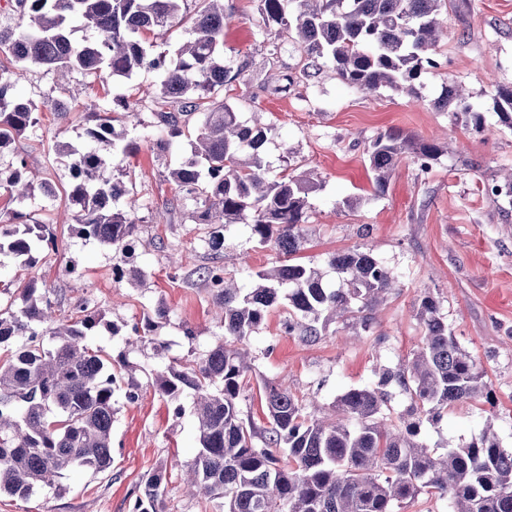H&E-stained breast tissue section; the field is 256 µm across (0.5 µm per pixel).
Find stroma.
<instances>
[{
  "instance_id": "obj_1",
  "label": "stroma",
  "mask_w": 512,
  "mask_h": 512,
  "mask_svg": "<svg viewBox=\"0 0 512 512\" xmlns=\"http://www.w3.org/2000/svg\"><path fill=\"white\" fill-rule=\"evenodd\" d=\"M448 37L437 51L438 68L423 74L420 97L389 88L374 95L347 86L331 76L286 85V69L300 65L297 52L278 60L266 58L265 26L259 0H224L231 17L224 36V62H248L247 85L234 86L228 101L242 119L267 128L262 156L273 172H306L319 183L304 229L309 242L303 262L325 266L329 254L365 247L399 277L400 288L377 312L375 336H356L340 323L330 324L321 340L306 343L284 334L286 305L271 310L251 342L254 379L287 377L291 392L326 407L352 387L368 385L376 368L396 366L420 341L415 317L423 293H432L460 345L487 372L494 403L476 402L450 409L435 426H425L428 445L454 446L493 423L503 448H512V204L493 201L487 187L512 169V127L494 110V88L512 85V0H441ZM462 83L470 102L482 112L483 130L467 126L462 117L434 107L448 81ZM158 75L140 70L110 80L107 90L70 98L52 88L39 73H25L19 87L39 100L52 94L40 123L0 155V171H9L16 157H25L30 173L50 172L56 185L68 186L67 159L57 144L82 150L95 146L86 131L107 115V97L153 95ZM142 124L131 129L139 152L135 158L138 199L133 260L148 271L145 280L116 279L110 250L76 232L77 213L63 194L36 195L0 207L49 224L55 240L35 267L0 254V280L36 281L48 288L62 315L75 313L85 301L103 313L102 322L86 343L103 350L123 381L139 386V399L128 403L116 392L112 423V466L103 473L71 472L57 486L38 489L21 499L0 494V512H131L133 493L149 471L165 469L164 512H224L219 498L187 496L183 478L198 450L193 395L184 393L181 417L153 384L154 373L201 361L224 339L213 313L208 288L183 274L208 263V228L194 223L193 201H184L171 223L156 224L152 216L175 193L165 180L177 166L188 142L166 156L154 150L149 124L154 117L142 109ZM396 131L418 141L440 138L445 150L429 172L402 160L384 195L372 193L366 150L378 134ZM352 207H344V200ZM226 275L240 287L252 285L250 274L275 265L280 255L259 245L245 224L224 227L221 253ZM168 312L153 335L167 345L156 356L152 344L128 346L126 339L144 313L156 307Z\"/></svg>"
}]
</instances>
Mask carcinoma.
Segmentation results:
<instances>
[{"label":"carcinoma","instance_id":"obj_1","mask_svg":"<svg viewBox=\"0 0 512 512\" xmlns=\"http://www.w3.org/2000/svg\"><path fill=\"white\" fill-rule=\"evenodd\" d=\"M441 0H259L269 37L267 54L276 58L286 40L304 55L303 78L323 68L364 93L383 87L419 97L421 77L438 66L435 54L447 35L439 15ZM79 20L100 39L79 45L70 23ZM188 24L194 39L174 55L154 52L146 36ZM224 0H14L0 22V150L38 124L40 105L18 90L17 71L38 70L54 85L77 73L105 84L141 69L159 75L153 144L171 149L186 133L190 156L169 171L177 194L168 211L184 198L196 204L192 218L207 224L211 262L195 270L212 294L224 327V342L197 364L155 373L158 392L175 404L192 391L199 448L189 467L187 492L224 499V512H396L426 492L449 500L451 512H512V450L501 447L490 427L456 447L440 451L420 441L425 425H437L448 410L492 400L486 372L453 336L439 300L426 292L416 318L422 330L411 359L375 372L367 386L336 398L332 412L309 410L280 382L262 379L257 389L266 425L243 416L241 396L254 370L249 340L270 309L288 301L284 333L315 342L331 322L356 333H373L376 315L396 288L397 277L367 249L329 255L336 280H325L314 265L285 262L255 273L258 283L241 288L224 275L220 251L224 225L247 224L261 246L274 244L289 257L304 249L303 225L311 210L315 183L304 175L272 174L261 148L266 130L250 126L219 92L244 78L249 68L224 65ZM499 120L512 127V86L495 88ZM434 106L454 107L472 126L484 118L456 84L444 86ZM139 103L112 100V115L88 130L107 152L57 145L70 158L73 181L65 190L78 210V234L112 251L115 271L139 280L144 271L128 265L136 231L137 199L127 160L139 147L127 125H139ZM202 123L189 128L190 117ZM122 124L116 129V124ZM440 153L434 142L417 143L400 132L379 134L367 148L372 187L386 192L396 167L409 157L421 171ZM114 175L102 177L106 167ZM24 158L7 179L10 200L33 195L23 179ZM125 199V207L117 206ZM55 247L47 225L19 231L0 226V251L33 267L45 248ZM23 307L0 311V492L26 498L52 487L71 469L104 472L112 467L113 395L119 379L99 349L85 343L99 313L87 304L77 316L58 318L47 291L30 280L19 285ZM167 310L159 307L133 325L136 340L166 345L151 336ZM409 404L392 420L384 414L395 392ZM163 470L142 479L132 512H163Z\"/></svg>","mask_w":512,"mask_h":512}]
</instances>
